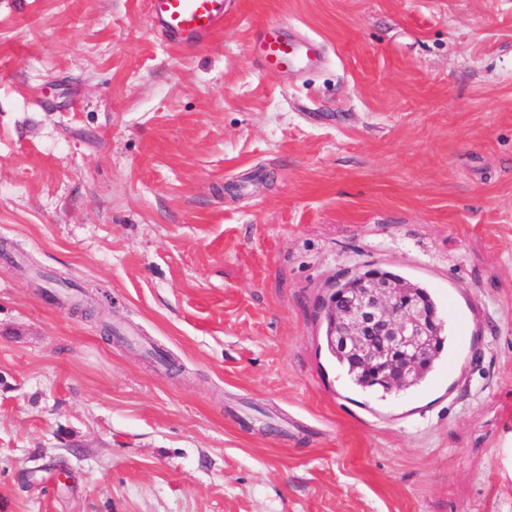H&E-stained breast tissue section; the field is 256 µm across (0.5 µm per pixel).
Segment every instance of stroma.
Wrapping results in <instances>:
<instances>
[{
  "label": "stroma",
  "mask_w": 512,
  "mask_h": 512,
  "mask_svg": "<svg viewBox=\"0 0 512 512\" xmlns=\"http://www.w3.org/2000/svg\"><path fill=\"white\" fill-rule=\"evenodd\" d=\"M228 2L0 0V512H512V0ZM368 269L451 338L415 388L326 349ZM156 31L183 49H193L224 27L226 0H146ZM251 53L256 63L268 74H276L285 67H304L318 57L314 41L286 39L274 26H265L252 42Z\"/></svg>",
  "instance_id": "35a3bbf8"
}]
</instances>
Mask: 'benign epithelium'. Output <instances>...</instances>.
Segmentation results:
<instances>
[{
  "instance_id": "7a95c632",
  "label": "benign epithelium",
  "mask_w": 512,
  "mask_h": 512,
  "mask_svg": "<svg viewBox=\"0 0 512 512\" xmlns=\"http://www.w3.org/2000/svg\"><path fill=\"white\" fill-rule=\"evenodd\" d=\"M350 280L323 303L332 344L369 380L400 390L433 356L443 323L405 281L374 269Z\"/></svg>"
}]
</instances>
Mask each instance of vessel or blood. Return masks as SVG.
<instances>
[{"instance_id":"obj_1","label":"vessel or blood","mask_w":512,"mask_h":512,"mask_svg":"<svg viewBox=\"0 0 512 512\" xmlns=\"http://www.w3.org/2000/svg\"><path fill=\"white\" fill-rule=\"evenodd\" d=\"M156 31L184 49L194 48L224 26L227 0H146ZM256 63L267 73L285 67H304L318 57L313 41L285 38L274 26H265L251 44Z\"/></svg>"}]
</instances>
